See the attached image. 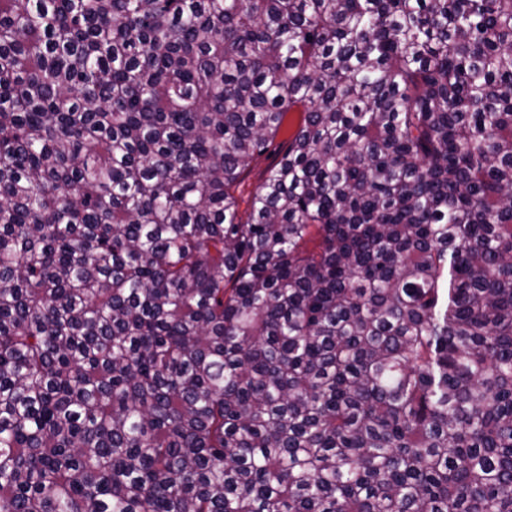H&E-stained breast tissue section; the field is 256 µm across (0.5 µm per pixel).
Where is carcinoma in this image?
Masks as SVG:
<instances>
[{
    "label": "carcinoma",
    "instance_id": "cac0c4a2",
    "mask_svg": "<svg viewBox=\"0 0 512 512\" xmlns=\"http://www.w3.org/2000/svg\"><path fill=\"white\" fill-rule=\"evenodd\" d=\"M0 512H512V0H0ZM299 117V112H290L285 119L284 125L282 126V128L279 130L274 140L272 141V144L270 145L268 152L256 158L251 163L246 179L238 187L236 191V195L239 197L240 200L241 211H244L246 209L249 198L262 182L267 170L277 160V151L280 145L283 142L287 141L288 138H290L293 132L296 130L299 122Z\"/></svg>",
    "mask_w": 512,
    "mask_h": 512
}]
</instances>
